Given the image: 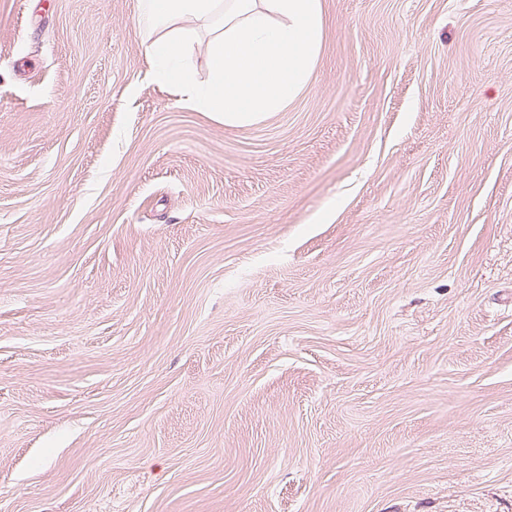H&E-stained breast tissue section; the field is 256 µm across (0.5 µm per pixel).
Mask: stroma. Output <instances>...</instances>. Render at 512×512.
<instances>
[{
	"label": "stroma",
	"instance_id": "1",
	"mask_svg": "<svg viewBox=\"0 0 512 512\" xmlns=\"http://www.w3.org/2000/svg\"><path fill=\"white\" fill-rule=\"evenodd\" d=\"M322 10L237 121L0 0V512H512V0Z\"/></svg>",
	"mask_w": 512,
	"mask_h": 512
}]
</instances>
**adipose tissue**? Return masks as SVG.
I'll use <instances>...</instances> for the list:
<instances>
[{
	"label": "adipose tissue",
	"instance_id": "ef3b65f1",
	"mask_svg": "<svg viewBox=\"0 0 512 512\" xmlns=\"http://www.w3.org/2000/svg\"><path fill=\"white\" fill-rule=\"evenodd\" d=\"M153 77L200 112L245 120L274 112L308 80L324 40L321 0H137ZM212 23L211 79L194 81L182 50L197 22Z\"/></svg>",
	"mask_w": 512,
	"mask_h": 512
}]
</instances>
